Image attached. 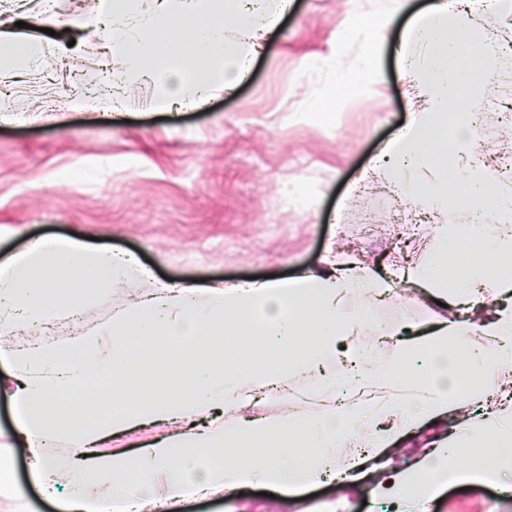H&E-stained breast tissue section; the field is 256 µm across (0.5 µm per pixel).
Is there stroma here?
I'll return each mask as SVG.
<instances>
[{
	"mask_svg": "<svg viewBox=\"0 0 512 512\" xmlns=\"http://www.w3.org/2000/svg\"><path fill=\"white\" fill-rule=\"evenodd\" d=\"M427 0H293L268 37L264 54L232 94L199 109L154 111L152 84L127 87L126 109L108 93L97 107L69 110L72 74L98 82L104 73L89 16L75 0H57L54 34L43 31L39 0H31L33 38L49 55L65 53L66 68L0 73V257L45 236L97 239L135 255L156 279L205 287L255 276L293 278L319 271L324 259L351 250L363 220L371 247L358 261L395 267L424 258L426 243L399 199L373 192L371 214L360 209L373 161L410 123L412 101L401 78V55L423 61V49L402 44V31ZM373 15L384 28L377 83L336 100L330 119L312 104L332 81L328 60L349 68L365 61V37L354 28ZM474 35L500 41L488 60L499 116L488 161L497 187L512 188V17L471 5L460 18ZM426 293L396 287L376 309V323L420 335L447 319ZM316 378L298 374L288 392L246 404L247 414L317 416L304 402ZM451 412L403 431L388 452L394 470L416 468L423 456L460 432ZM15 468L24 499L0 495V512H64L63 498L44 499L31 477L28 451L12 433L11 404L0 393V459ZM381 472L351 484L330 479L314 487L258 494L256 487L189 497L145 512H407L408 502L381 491ZM428 512H512V471L491 480L466 477L438 487Z\"/></svg>",
	"mask_w": 512,
	"mask_h": 512,
	"instance_id": "35a3bbf8",
	"label": "stroma"
}]
</instances>
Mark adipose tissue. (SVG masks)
Returning a JSON list of instances; mask_svg holds the SVG:
<instances>
[{"instance_id":"ef3b65f1","label":"adipose tissue","mask_w":512,"mask_h":512,"mask_svg":"<svg viewBox=\"0 0 512 512\" xmlns=\"http://www.w3.org/2000/svg\"><path fill=\"white\" fill-rule=\"evenodd\" d=\"M292 0H96V35L115 85L150 80L160 85L157 109L201 106L236 90ZM454 0H431L406 29L426 50L424 66L403 61L402 77L416 101L412 123L389 152V181L408 206L427 212V258L399 269L405 283L452 309L441 327L413 342L395 341L388 357L351 352L352 379L391 390L383 413L368 415L360 402L335 401L343 381H323L328 413L314 418L243 415V390L285 387L334 356L337 344L369 325L374 302L392 283L369 267L336 260L317 273L292 279L198 288L156 280L136 261L81 240L48 237L0 262V366L12 386L14 432L25 442L32 475L45 497L65 487L66 512H144L146 506L232 492L256 482L277 488L314 485L334 476L357 481L384 468L385 452L402 431L423 419L477 409L480 424L463 423L447 446L428 452L413 471L392 474L394 493L428 497L465 461L476 477L512 466V405H490L501 381L512 378V196L494 190L478 161L476 87L494 80L486 66L493 50L451 24ZM18 13H0V72L39 65L44 57L19 31ZM433 172L424 186L403 179L408 168ZM485 213L484 224L468 221ZM478 236L480 247L460 261L457 244ZM506 275L491 276L488 257ZM140 280L144 293L115 308L99 324L80 322L88 307L122 284ZM500 305L492 318L470 314L487 295ZM357 300L356 309L347 301ZM66 322L68 341L30 339L37 324ZM494 349L469 344L473 334ZM272 336L279 345L262 361L225 353L229 341ZM463 352L449 350L452 342ZM163 357L165 374L152 370ZM465 394H458V387ZM144 426L163 427L134 455L109 450L113 436ZM357 453L337 460L339 443ZM63 447L66 459L47 455ZM202 457L194 471L177 465Z\"/></svg>"}]
</instances>
